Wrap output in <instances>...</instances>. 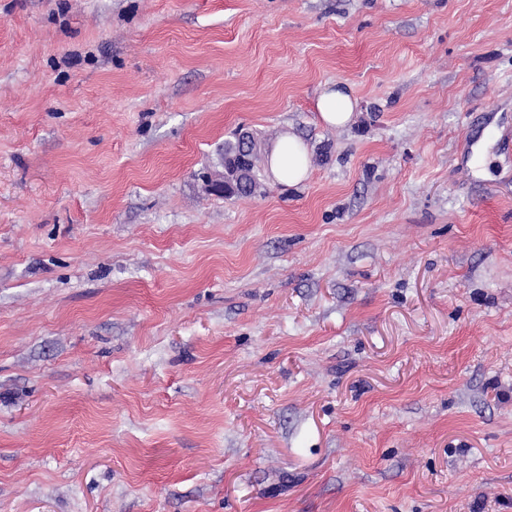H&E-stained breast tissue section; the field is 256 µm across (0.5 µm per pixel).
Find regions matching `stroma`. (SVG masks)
Returning <instances> with one entry per match:
<instances>
[{
	"label": "stroma",
	"instance_id": "obj_1",
	"mask_svg": "<svg viewBox=\"0 0 512 512\" xmlns=\"http://www.w3.org/2000/svg\"><path fill=\"white\" fill-rule=\"evenodd\" d=\"M0 512H512V0H0ZM357 100L342 88L326 87L318 97L316 108L318 116L328 127H344L353 117ZM267 166L279 183L293 187L308 177L310 158L306 144L290 132H284L267 153ZM242 140L235 138L234 141L224 143V152L220 157V164L224 166L223 173L205 172L200 178L203 189L207 193H220L227 184L225 192H229L225 197L247 196L252 193L251 185L256 183L258 173L257 159L252 157L250 166L247 169L240 168L238 164L239 156L243 153ZM240 171L245 173L238 175Z\"/></svg>",
	"mask_w": 512,
	"mask_h": 512
}]
</instances>
